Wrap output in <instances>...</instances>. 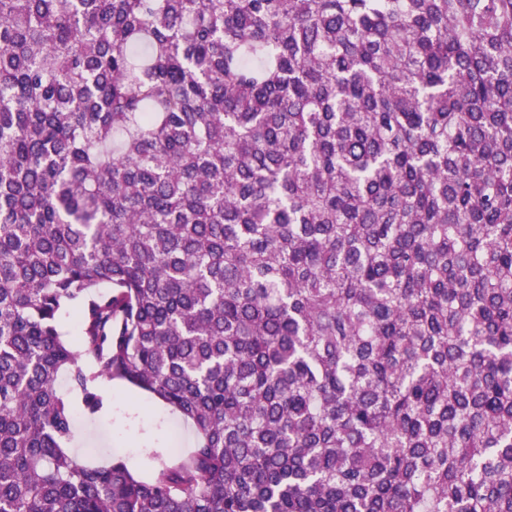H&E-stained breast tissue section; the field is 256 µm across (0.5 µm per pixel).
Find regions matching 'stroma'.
Instances as JSON below:
<instances>
[{"label": "stroma", "mask_w": 512, "mask_h": 512, "mask_svg": "<svg viewBox=\"0 0 512 512\" xmlns=\"http://www.w3.org/2000/svg\"><path fill=\"white\" fill-rule=\"evenodd\" d=\"M108 393V408L98 422L78 419L68 444L72 454L94 461L108 447L147 478L161 465L175 464L178 450L193 448L194 428L179 413L120 380L109 384Z\"/></svg>", "instance_id": "1"}]
</instances>
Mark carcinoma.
<instances>
[{"label":"carcinoma","instance_id":"carcinoma-1","mask_svg":"<svg viewBox=\"0 0 512 512\" xmlns=\"http://www.w3.org/2000/svg\"><path fill=\"white\" fill-rule=\"evenodd\" d=\"M0 512H512V0H0ZM108 393V408L98 422L77 416L74 436L68 443L72 454L95 461L102 455L99 448L112 446V454L121 455L131 470L148 478L162 463L177 462L176 448L185 452L193 448L194 428L179 413L120 380L109 384Z\"/></svg>","mask_w":512,"mask_h":512}]
</instances>
